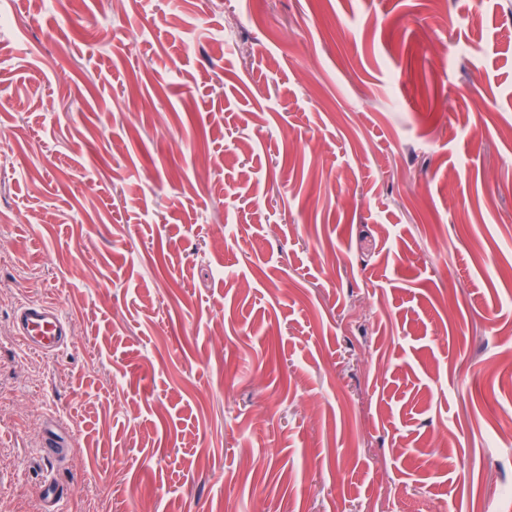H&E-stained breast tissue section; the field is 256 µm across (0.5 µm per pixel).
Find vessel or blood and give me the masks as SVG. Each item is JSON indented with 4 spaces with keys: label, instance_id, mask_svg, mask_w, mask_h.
Returning <instances> with one entry per match:
<instances>
[{
    "label": "vessel or blood",
    "instance_id": "1",
    "mask_svg": "<svg viewBox=\"0 0 512 512\" xmlns=\"http://www.w3.org/2000/svg\"><path fill=\"white\" fill-rule=\"evenodd\" d=\"M15 327L27 349L51 355L63 350L69 343L68 323L58 307L36 301L22 303L14 315ZM67 445L56 433H49L39 450L47 468L55 467L67 453ZM73 493L70 485L47 475L40 486V497L45 512H62V504Z\"/></svg>",
    "mask_w": 512,
    "mask_h": 512
}]
</instances>
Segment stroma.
<instances>
[{
  "label": "stroma",
  "instance_id": "stroma-1",
  "mask_svg": "<svg viewBox=\"0 0 512 512\" xmlns=\"http://www.w3.org/2000/svg\"><path fill=\"white\" fill-rule=\"evenodd\" d=\"M1 280L0 498L512 512V0H0ZM14 322L18 335L29 350L51 355L68 346V323L57 306L24 302L17 308ZM68 449V445H66L54 431H50L39 450L40 456L45 462L47 470L50 472L41 484L39 490L41 500L45 503L44 510L46 512H62V503L73 493L72 486L64 484L52 474L55 465L61 461Z\"/></svg>",
  "mask_w": 512,
  "mask_h": 512
}]
</instances>
